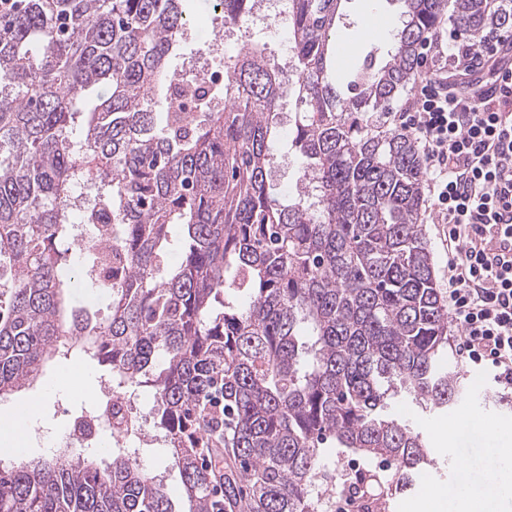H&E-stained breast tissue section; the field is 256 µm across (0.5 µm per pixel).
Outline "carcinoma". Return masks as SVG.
<instances>
[{"label": "carcinoma", "mask_w": 512, "mask_h": 512, "mask_svg": "<svg viewBox=\"0 0 512 512\" xmlns=\"http://www.w3.org/2000/svg\"><path fill=\"white\" fill-rule=\"evenodd\" d=\"M257 2L216 6L236 25ZM340 2L289 0V68L244 40L192 110L167 67L187 0H21L0 16V396L76 354L117 393L151 390L186 512H317L329 439L395 462L360 496L404 494L433 461L391 403L444 411L465 395L418 224L423 160L380 118L420 79L447 8L470 35L512 27V8L403 0L394 53L345 97L329 78ZM288 99L304 165L286 195L269 167ZM73 224L110 225L109 244L72 245ZM75 288L107 316L71 309ZM204 448L228 459L222 501ZM0 512L176 510L119 450L0 462Z\"/></svg>", "instance_id": "1"}]
</instances>
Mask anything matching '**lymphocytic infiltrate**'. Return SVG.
I'll return each instance as SVG.
<instances>
[{
	"label": "lymphocytic infiltrate",
	"mask_w": 512,
	"mask_h": 512,
	"mask_svg": "<svg viewBox=\"0 0 512 512\" xmlns=\"http://www.w3.org/2000/svg\"><path fill=\"white\" fill-rule=\"evenodd\" d=\"M512 33L426 44L448 67L421 79L399 131L420 144L432 221L446 225L448 313L457 354L512 386V73L497 64Z\"/></svg>",
	"instance_id": "obj_1"
}]
</instances>
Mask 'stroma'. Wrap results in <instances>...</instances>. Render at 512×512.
Segmentation results:
<instances>
[{
	"mask_svg": "<svg viewBox=\"0 0 512 512\" xmlns=\"http://www.w3.org/2000/svg\"><path fill=\"white\" fill-rule=\"evenodd\" d=\"M341 12L332 35L333 42L354 44L358 58H365L371 53L377 63H384L392 41L365 35L366 0H343ZM451 364L460 372L464 385L470 388V395L445 412L424 413L403 405L396 409L397 414L425 435L437 465L418 477L414 491L391 497L388 512H430L428 503L439 494L446 500H454L460 476L464 473L471 481L483 483L495 465L489 452L495 442L493 428L512 426V388L497 384L489 368L464 365L456 356L452 357ZM76 368L87 370L93 384H100L102 370L95 361L81 356L62 358L47 368L38 383L0 401V410L23 409L34 398L41 401L39 412L31 420L36 431L29 434L26 446L20 450L21 455L45 454L52 440L62 438L68 432L72 414L94 406V399L76 397L67 390L68 373ZM463 416L473 418L471 428L460 436L441 439V430ZM138 457L142 468L162 477L176 512H183L185 504L181 497L179 472L165 443L140 444Z\"/></svg>",
	"mask_w": 512,
	"mask_h": 512,
	"instance_id": "35a3bbf8",
	"label": "stroma"
}]
</instances>
